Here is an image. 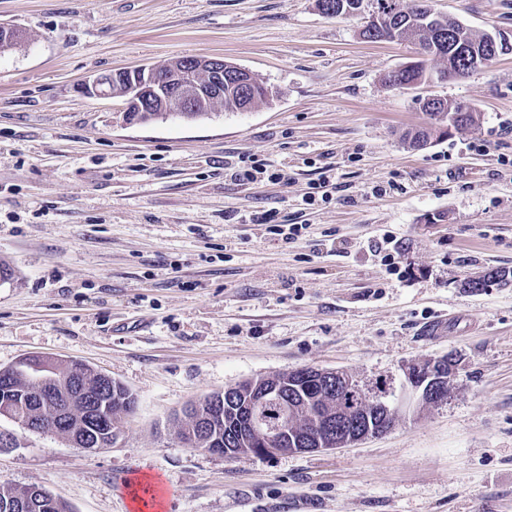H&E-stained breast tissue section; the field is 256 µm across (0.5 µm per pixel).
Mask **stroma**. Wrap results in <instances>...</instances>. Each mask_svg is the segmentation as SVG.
I'll use <instances>...</instances> for the list:
<instances>
[{
	"mask_svg": "<svg viewBox=\"0 0 512 512\" xmlns=\"http://www.w3.org/2000/svg\"><path fill=\"white\" fill-rule=\"evenodd\" d=\"M433 6L512 36V0ZM1 23L24 38L0 54V368L76 360L137 405L96 452L0 417V484L72 512H129L135 478L157 512H512V281L466 286L512 273V53L396 90L382 78L413 46L367 41L362 17L317 0H0ZM185 57L224 58L273 96L129 125L122 99L79 90ZM430 95L474 124L416 151L403 136ZM253 165L268 178L234 179ZM265 211L303 235L252 223ZM387 234L394 275L369 249ZM448 354L446 402L347 448L228 459L177 435L189 401L245 379L313 367L397 383Z\"/></svg>",
	"mask_w": 512,
	"mask_h": 512,
	"instance_id": "obj_1",
	"label": "stroma"
}]
</instances>
